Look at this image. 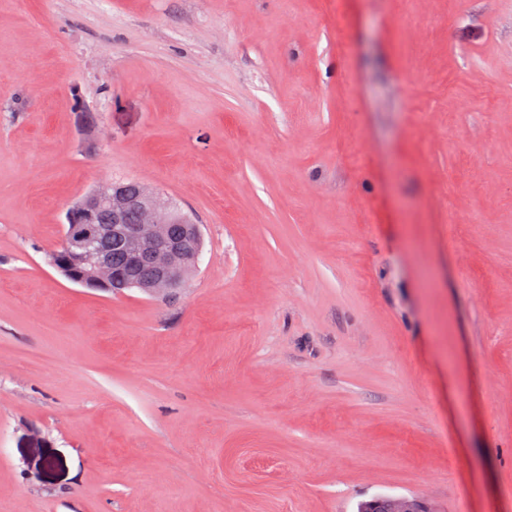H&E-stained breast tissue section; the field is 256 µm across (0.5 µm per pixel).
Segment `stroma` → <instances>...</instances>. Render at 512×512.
Segmentation results:
<instances>
[{"instance_id":"35a3bbf8","label":"stroma","mask_w":512,"mask_h":512,"mask_svg":"<svg viewBox=\"0 0 512 512\" xmlns=\"http://www.w3.org/2000/svg\"><path fill=\"white\" fill-rule=\"evenodd\" d=\"M132 178L166 301L50 263ZM512 512V0H0V512Z\"/></svg>"}]
</instances>
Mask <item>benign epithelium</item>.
Here are the masks:
<instances>
[{"label":"benign epithelium","instance_id":"1","mask_svg":"<svg viewBox=\"0 0 512 512\" xmlns=\"http://www.w3.org/2000/svg\"><path fill=\"white\" fill-rule=\"evenodd\" d=\"M173 208L142 185L111 182L93 190L68 208L63 251L53 264L84 287L107 277L115 292L135 288L170 298L185 285L183 260L195 263L201 253L199 225L174 215ZM393 510L434 512L415 496L395 498Z\"/></svg>","mask_w":512,"mask_h":512}]
</instances>
